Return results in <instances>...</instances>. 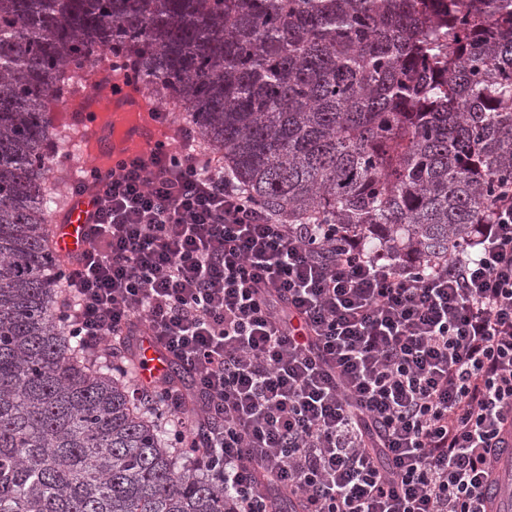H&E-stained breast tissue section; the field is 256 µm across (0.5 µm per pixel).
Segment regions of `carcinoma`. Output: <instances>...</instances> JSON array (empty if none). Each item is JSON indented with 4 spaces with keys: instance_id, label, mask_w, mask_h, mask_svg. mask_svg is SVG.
<instances>
[{
    "instance_id": "carcinoma-1",
    "label": "carcinoma",
    "mask_w": 512,
    "mask_h": 512,
    "mask_svg": "<svg viewBox=\"0 0 512 512\" xmlns=\"http://www.w3.org/2000/svg\"><path fill=\"white\" fill-rule=\"evenodd\" d=\"M117 40L283 224L446 261L512 191V0H0V512H224L58 312L51 109Z\"/></svg>"
}]
</instances>
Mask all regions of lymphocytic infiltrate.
<instances>
[{"mask_svg":"<svg viewBox=\"0 0 512 512\" xmlns=\"http://www.w3.org/2000/svg\"><path fill=\"white\" fill-rule=\"evenodd\" d=\"M75 183L91 245L61 275L97 359L150 337L188 366L138 383L230 512H492L512 430V194L447 262L283 224L190 142ZM205 411L184 432L190 404Z\"/></svg>","mask_w":512,"mask_h":512,"instance_id":"f902f5d3","label":"lymphocytic infiltrate"}]
</instances>
